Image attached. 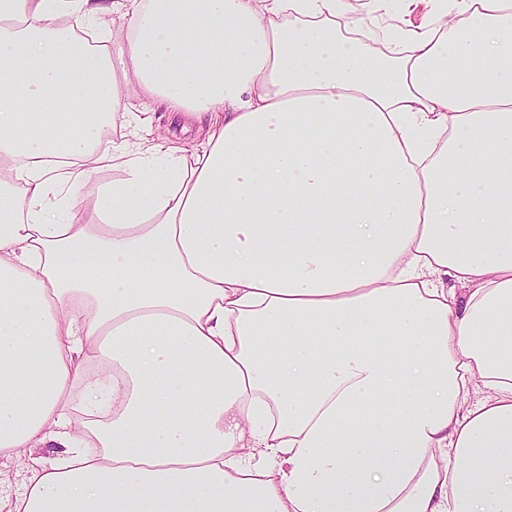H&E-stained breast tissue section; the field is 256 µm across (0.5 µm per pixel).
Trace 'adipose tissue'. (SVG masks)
Masks as SVG:
<instances>
[{"instance_id":"adipose-tissue-1","label":"adipose tissue","mask_w":512,"mask_h":512,"mask_svg":"<svg viewBox=\"0 0 512 512\" xmlns=\"http://www.w3.org/2000/svg\"><path fill=\"white\" fill-rule=\"evenodd\" d=\"M129 2L0 0V455L63 450L10 512H512V0L374 56ZM132 85L200 147L114 139Z\"/></svg>"}]
</instances>
